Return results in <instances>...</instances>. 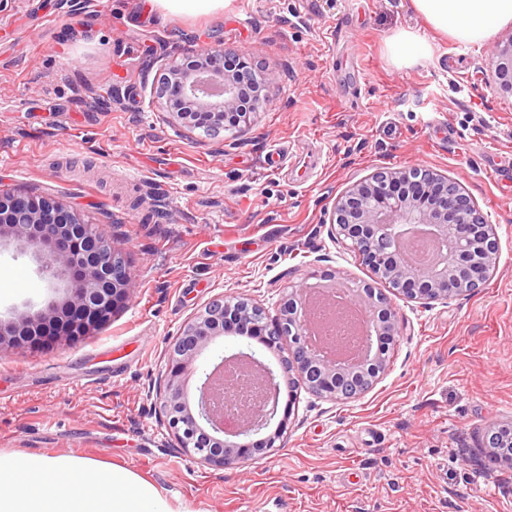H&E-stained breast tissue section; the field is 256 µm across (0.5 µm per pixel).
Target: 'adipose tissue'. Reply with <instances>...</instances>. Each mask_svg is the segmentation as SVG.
<instances>
[{"mask_svg": "<svg viewBox=\"0 0 512 512\" xmlns=\"http://www.w3.org/2000/svg\"><path fill=\"white\" fill-rule=\"evenodd\" d=\"M433 30L461 45L482 44L512 22V0H411ZM394 63L430 59L409 30L387 40ZM0 512H173L160 490L130 469L72 454L0 451Z\"/></svg>", "mask_w": 512, "mask_h": 512, "instance_id": "obj_1", "label": "adipose tissue"}]
</instances>
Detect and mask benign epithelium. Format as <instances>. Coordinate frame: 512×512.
I'll return each instance as SVG.
<instances>
[{
	"instance_id": "obj_1",
	"label": "benign epithelium",
	"mask_w": 512,
	"mask_h": 512,
	"mask_svg": "<svg viewBox=\"0 0 512 512\" xmlns=\"http://www.w3.org/2000/svg\"><path fill=\"white\" fill-rule=\"evenodd\" d=\"M494 88L512 96V35L492 49ZM277 77L256 72L245 52L229 54L209 45L173 66L159 97L183 126L216 131L237 126L269 102L268 90ZM415 169L376 172L348 187L335 206L339 233L351 242L359 259L375 277L394 285L396 296L428 304L466 295L480 287L498 263L497 233L467 194L451 187L448 177L430 169L415 178ZM405 224L432 233L448 246L450 259L413 265L397 249L385 252L376 242L389 229ZM10 237L42 259V271L64 282L63 296L38 312L22 310L12 320H0V346L41 347L62 338L84 336L107 322L129 303L131 270L115 250L112 238L59 200L29 191L0 194V239ZM308 285H293L280 301L272 323L252 318L246 302L231 306L222 299L210 303L183 327L159 389V414L167 420L180 448L205 464L222 466L250 460L260 441L252 436L269 427L277 415V375L260 363L268 399L257 412H241L234 430L241 442H224V417L217 415L210 395V374L200 386L197 410L186 402L182 375L220 336L239 328L261 332L270 347L295 338L299 358L290 366L292 388H310L332 400H350L367 392L385 371V353L356 363L338 365L307 339L304 326ZM369 310L378 325L379 340L392 344L400 335L393 303L369 286L353 297Z\"/></svg>"
}]
</instances>
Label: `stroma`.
I'll return each mask as SVG.
<instances>
[{"label":"stroma","mask_w":512,"mask_h":512,"mask_svg":"<svg viewBox=\"0 0 512 512\" xmlns=\"http://www.w3.org/2000/svg\"><path fill=\"white\" fill-rule=\"evenodd\" d=\"M432 57L393 63L398 30ZM275 73L270 101L220 136L188 130L157 87L202 46ZM492 45L431 30L410 0H232L162 15L152 0H0V193H49L112 235L132 272L127 308L77 341L0 347V450L129 468L174 512H512V462L485 435L512 423V96ZM447 123L441 137L430 117ZM294 152L275 162L276 148ZM462 184L500 240L467 297L394 299L401 334L359 398L301 389L287 431L252 460L187 455L158 414L170 349L217 296L274 321L286 289L323 271L375 280L330 234L337 197L379 169ZM34 256L0 242V318L57 298ZM218 338L183 377L250 346Z\"/></svg>","instance_id":"35a3bbf8"}]
</instances>
